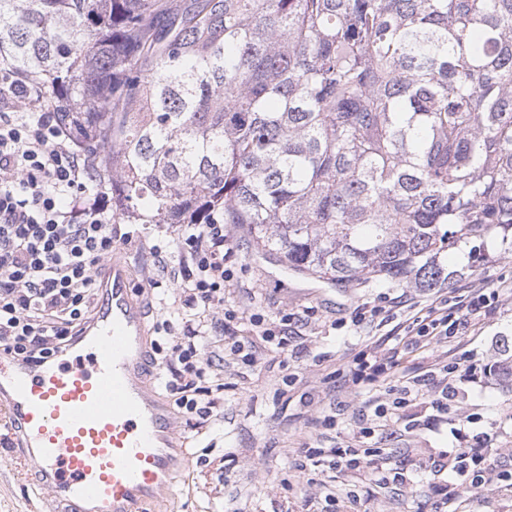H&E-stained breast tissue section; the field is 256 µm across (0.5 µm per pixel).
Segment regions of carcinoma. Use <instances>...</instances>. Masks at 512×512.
<instances>
[{"mask_svg":"<svg viewBox=\"0 0 512 512\" xmlns=\"http://www.w3.org/2000/svg\"><path fill=\"white\" fill-rule=\"evenodd\" d=\"M0 54L130 224L417 288L512 236V0H0Z\"/></svg>","mask_w":512,"mask_h":512,"instance_id":"cac0c4a2","label":"carcinoma"}]
</instances>
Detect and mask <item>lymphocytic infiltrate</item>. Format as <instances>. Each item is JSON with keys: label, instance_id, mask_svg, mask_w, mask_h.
I'll return each instance as SVG.
<instances>
[{"label": "lymphocytic infiltrate", "instance_id": "obj_1", "mask_svg": "<svg viewBox=\"0 0 512 512\" xmlns=\"http://www.w3.org/2000/svg\"><path fill=\"white\" fill-rule=\"evenodd\" d=\"M41 98L37 86L15 80L0 85V348L15 358L38 363L64 350L93 311L97 275L116 248L112 226L95 176L96 162L74 147V139L53 113H32ZM176 262L166 275L173 290L172 306L185 311L184 333L164 367L166 388L177 408L201 420L224 407V386L204 385L212 366L204 352L236 339L238 315L224 306V227L183 224L179 227ZM498 291L478 285L430 299L399 323L404 335L429 342L457 335L472 322L494 313ZM399 364L396 353L364 352L345 369L351 392L385 383L374 415L387 417L415 399L429 400L433 411L447 412L459 398L458 381L479 383L485 367L451 361L423 367L400 385L389 378ZM469 414L459 413L450 430L453 448L428 458L430 469L448 475V501L481 487L494 454L492 435L471 432ZM303 463L350 473L355 481L374 480L377 465H361L354 448H307Z\"/></svg>", "mask_w": 512, "mask_h": 512}]
</instances>
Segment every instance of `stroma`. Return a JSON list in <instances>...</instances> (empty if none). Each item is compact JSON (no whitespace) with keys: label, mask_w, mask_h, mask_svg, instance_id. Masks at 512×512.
<instances>
[{"label":"stroma","mask_w":512,"mask_h":512,"mask_svg":"<svg viewBox=\"0 0 512 512\" xmlns=\"http://www.w3.org/2000/svg\"><path fill=\"white\" fill-rule=\"evenodd\" d=\"M231 254L226 266L234 285L224 294V305L238 310L242 341L251 342L255 362L224 350L223 361L213 367L224 382V417L200 428L196 417L174 410L182 451L194 462L192 469L174 468L171 499L174 512H311L324 507V490H336V512H346L343 499L353 491L362 512H448L435 492L447 474L422 473V486L412 489L381 487L370 482L350 485L335 470L302 471L296 466L305 448L352 446L380 454L388 467L416 469L428 450L451 448L450 426L388 423L382 438L365 435L377 418L365 406V395L351 394L341 372L359 353L400 348L402 367L413 373L419 363L447 361L449 351L467 353L491 372L483 383L465 388L463 407L472 414L474 432L500 427L498 454L488 464L486 482L464 493L460 512H512V490L501 479L512 463V383L503 381L494 368L512 358V245L501 239L488 241L480 254L462 245L442 253L440 262L454 271L453 287L480 282L500 292L494 314L441 344L403 346L396 326L411 313L414 302L437 296V289L394 285L388 282L335 284L297 273L282 266L275 256L262 253L246 225L224 227ZM112 234L132 267L131 286L145 302L149 328L166 318L157 302L161 289L152 278L156 259L154 243L176 244L174 224L113 223ZM382 307L381 316L353 326L351 317L362 305ZM286 312L302 313L283 344L256 336L251 317L278 321ZM332 416L331 427L313 425L316 417ZM51 497L33 479H21L0 447V512H52Z\"/></svg>","instance_id":"1"}]
</instances>
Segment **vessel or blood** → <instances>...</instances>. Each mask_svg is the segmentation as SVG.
I'll list each match as a JSON object with an SVG mask.
<instances>
[{
    "label": "vessel or blood",
    "mask_w": 512,
    "mask_h": 512,
    "mask_svg": "<svg viewBox=\"0 0 512 512\" xmlns=\"http://www.w3.org/2000/svg\"><path fill=\"white\" fill-rule=\"evenodd\" d=\"M117 252L97 277L84 331L61 353L29 363L0 351V426L20 429L15 456L60 512H147L170 494L179 436L144 370L141 301Z\"/></svg>",
    "instance_id": "vessel-or-blood-1"
}]
</instances>
